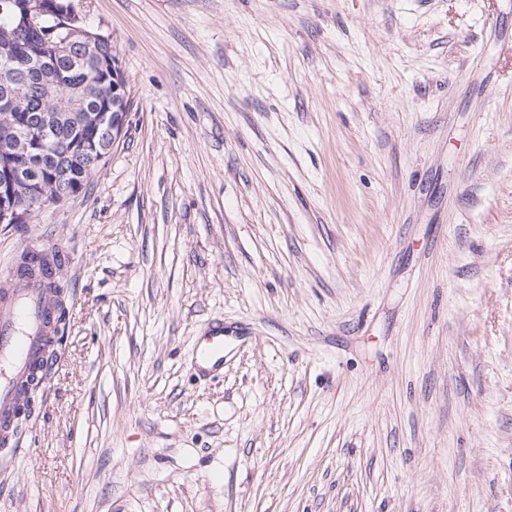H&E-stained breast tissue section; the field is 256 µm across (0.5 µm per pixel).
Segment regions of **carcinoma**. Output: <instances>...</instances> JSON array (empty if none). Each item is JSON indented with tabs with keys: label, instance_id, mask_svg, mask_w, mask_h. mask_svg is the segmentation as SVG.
I'll list each match as a JSON object with an SVG mask.
<instances>
[{
	"label": "carcinoma",
	"instance_id": "carcinoma-1",
	"mask_svg": "<svg viewBox=\"0 0 512 512\" xmlns=\"http://www.w3.org/2000/svg\"><path fill=\"white\" fill-rule=\"evenodd\" d=\"M19 0H0V144L46 130L24 157L0 153V183L11 181L15 201L40 189L41 201L58 203L77 195L97 170L89 155L101 140L92 119L112 111V41L72 62L60 41L45 30L21 24Z\"/></svg>",
	"mask_w": 512,
	"mask_h": 512
}]
</instances>
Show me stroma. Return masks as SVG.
Here are the masks:
<instances>
[{
	"instance_id": "35a3bbf8",
	"label": "stroma",
	"mask_w": 512,
	"mask_h": 512,
	"mask_svg": "<svg viewBox=\"0 0 512 512\" xmlns=\"http://www.w3.org/2000/svg\"><path fill=\"white\" fill-rule=\"evenodd\" d=\"M72 3L129 110L0 224L69 310L0 512H512V0ZM122 112H123V110L121 108H119L118 112H114L115 114L112 113L111 120H109L106 115L105 116L99 115V117L97 119L98 123H100L99 125H105L104 137L109 145L108 147H106L104 149L105 154L95 151V152H97L98 162L103 161L108 156V154L110 153V149H112V145L114 144L116 139L120 136V134L123 130L125 115L122 114ZM117 116H119V119ZM192 362L199 372L224 366V328L210 329L198 336Z\"/></svg>"
}]
</instances>
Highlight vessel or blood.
<instances>
[{
    "label": "vessel or blood",
    "mask_w": 512,
    "mask_h": 512,
    "mask_svg": "<svg viewBox=\"0 0 512 512\" xmlns=\"http://www.w3.org/2000/svg\"><path fill=\"white\" fill-rule=\"evenodd\" d=\"M54 295L38 280L0 281V444H8L18 408L19 389L33 366L46 358L53 344L49 315ZM192 362L197 371L224 364V331L214 328L198 336Z\"/></svg>",
    "instance_id": "vessel-or-blood-1"
}]
</instances>
